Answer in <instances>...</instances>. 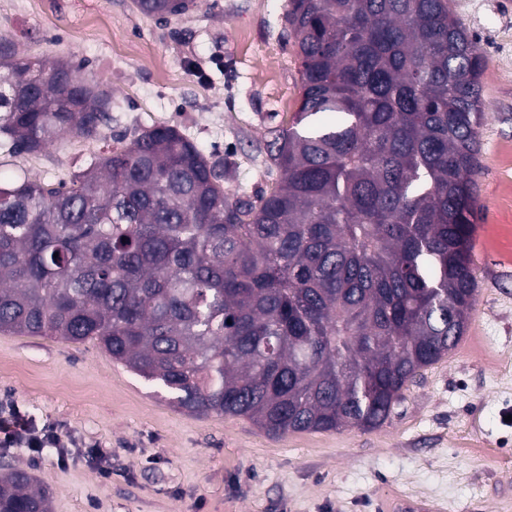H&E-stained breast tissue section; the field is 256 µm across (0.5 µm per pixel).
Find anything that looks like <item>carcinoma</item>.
Segmentation results:
<instances>
[{"instance_id":"1","label":"carcinoma","mask_w":512,"mask_h":512,"mask_svg":"<svg viewBox=\"0 0 512 512\" xmlns=\"http://www.w3.org/2000/svg\"><path fill=\"white\" fill-rule=\"evenodd\" d=\"M165 20L198 0H132ZM302 94L269 130L281 178L224 190L177 127L116 141L69 182L0 177V333L94 339L191 416L271 434L382 426L466 334L485 57L449 0H289ZM0 35L10 156L87 138L109 98ZM0 512H50L20 467Z\"/></svg>"}]
</instances>
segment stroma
<instances>
[{
    "instance_id": "stroma-1",
    "label": "stroma",
    "mask_w": 512,
    "mask_h": 512,
    "mask_svg": "<svg viewBox=\"0 0 512 512\" xmlns=\"http://www.w3.org/2000/svg\"><path fill=\"white\" fill-rule=\"evenodd\" d=\"M452 8L486 56L478 291L457 347L380 428L271 436L242 418L177 411L95 341L0 334V413L19 408L64 443L0 447V464L27 469L51 512H376L394 489L447 512H512V0ZM287 11L288 0H199L161 21L131 0H0V35L20 54L82 63L111 97L99 135L13 156V168L66 182L105 144L167 123L232 160L229 194L270 189L280 173L269 131L301 95Z\"/></svg>"
}]
</instances>
